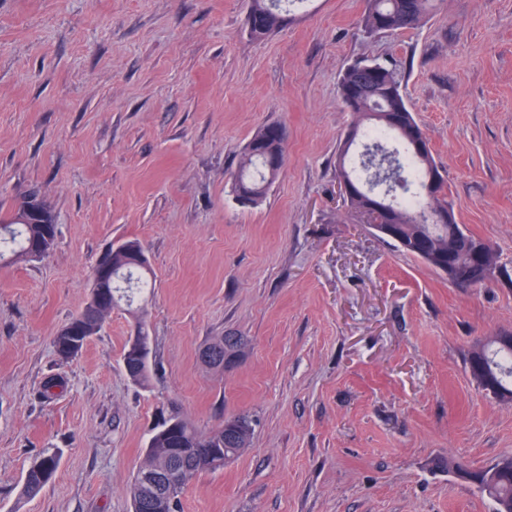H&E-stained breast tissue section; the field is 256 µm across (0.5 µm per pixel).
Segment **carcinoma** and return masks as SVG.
<instances>
[{
  "mask_svg": "<svg viewBox=\"0 0 512 512\" xmlns=\"http://www.w3.org/2000/svg\"><path fill=\"white\" fill-rule=\"evenodd\" d=\"M306 0H249L247 25L250 34L261 39L279 29L285 22L283 12ZM436 0H368L362 24L368 34L417 27L436 9ZM401 72L376 61L360 60L350 65L341 75L337 94L350 108L354 141L362 142V152L356 160L349 158L350 148L340 147L336 158L337 178L354 185L356 193L347 199L350 212L362 215L373 200L372 193L382 187L381 180L387 170L403 177L411 189L404 194L379 201L380 223L400 224L406 240L417 241L431 254L448 257V226L426 223L428 214L438 206L439 199L425 192L428 172L435 165L433 156H419L413 140L424 134L423 128L409 110L401 91ZM404 114L401 124L387 121V115ZM276 125L267 124L259 128L237 161V171L232 180L234 194H247L260 202L274 179L268 175V155L286 152V146L275 131ZM24 198H19L15 209L7 217H0V226H7V233H0V257L7 255L13 261L26 258L29 246L41 243L46 249L55 244L57 225L55 215L46 209V223L24 224L17 220ZM455 263L461 274L479 286V272L467 257L458 256ZM112 264L116 266L112 279V295H121L128 302L138 294L150 291L148 280L136 273V268L115 254ZM104 317L82 311L70 322L82 328L83 335L68 336L62 328L53 338L57 357L64 361L76 357L102 327ZM486 362L492 364L497 373L496 383L512 396V350L505 351L488 340L481 346ZM125 372L136 385L145 387L150 380L149 357L136 358L123 354ZM229 419L208 431L195 427L187 418L176 412L157 424L150 434L144 458L134 474L128 488L132 512H141L138 505L144 502L141 496L144 477L153 475L160 483L164 477L161 469L168 463L177 467H188L181 485L173 490H164L163 496L146 503V512H180L181 496L190 483L203 473L224 469L234 458L249 446L252 436L238 442L229 441L226 425ZM58 456L43 454V462L32 465L26 472L23 494L35 496L41 492L54 476ZM465 476L477 484L479 490L491 498L495 512H512V457L500 459L494 465L465 472Z\"/></svg>",
  "mask_w": 512,
  "mask_h": 512,
  "instance_id": "obj_1",
  "label": "carcinoma"
}]
</instances>
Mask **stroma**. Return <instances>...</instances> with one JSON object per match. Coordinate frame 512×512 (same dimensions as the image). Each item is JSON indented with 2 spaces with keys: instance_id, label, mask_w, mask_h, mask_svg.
<instances>
[{
  "instance_id": "obj_1",
  "label": "stroma",
  "mask_w": 512,
  "mask_h": 512,
  "mask_svg": "<svg viewBox=\"0 0 512 512\" xmlns=\"http://www.w3.org/2000/svg\"><path fill=\"white\" fill-rule=\"evenodd\" d=\"M248 0H0V211L38 186L58 237L0 266V512H130L150 430L246 413L251 445L183 493L181 512H493L447 458L512 456V401L468 374L472 345L512 331V0H443L414 29L367 34L366 0H313L265 39ZM358 60L400 70L407 105L465 232L494 246L479 288L378 237L348 211L337 82ZM287 161L256 207L231 173L261 126ZM155 279L69 361L52 340L113 244ZM151 337L148 387L123 349ZM246 340L224 372L213 337ZM62 378L52 398L44 382ZM51 483L22 494L44 452Z\"/></svg>"
}]
</instances>
